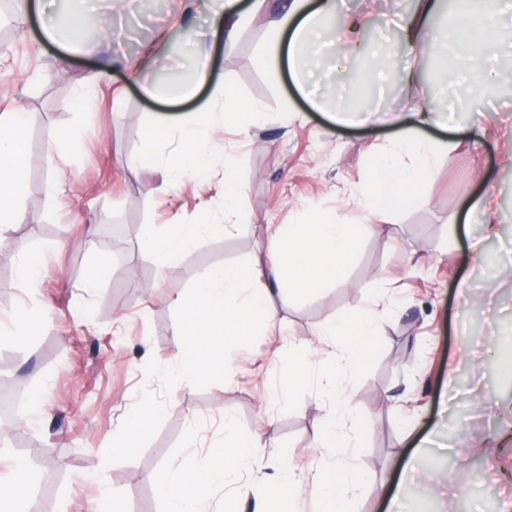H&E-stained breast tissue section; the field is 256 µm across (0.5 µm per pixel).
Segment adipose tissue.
I'll return each mask as SVG.
<instances>
[{
	"mask_svg": "<svg viewBox=\"0 0 512 512\" xmlns=\"http://www.w3.org/2000/svg\"><path fill=\"white\" fill-rule=\"evenodd\" d=\"M462 2V8L442 33L429 26L438 0H418L416 11L404 20L401 31L412 59L399 77L407 86H415L419 81L414 57L437 44L443 47L439 58L443 73L489 88L502 81L503 72L486 64L488 48L498 33V0ZM337 10V0H321L310 10L305 9L302 0H287L272 23L266 47L255 59L257 66L276 75L288 71L296 88L306 91L314 76L315 51L319 45L333 47L345 57L357 53L364 20L352 16L337 21ZM210 55L206 45H199L190 64V79L170 86L164 94L150 74L138 75L141 95L148 99L164 95L182 101L194 98L200 90H208L211 98L222 99L227 118L235 121L242 132H249L255 123L256 107L245 104L232 83L213 81ZM429 121L425 100H417L394 140L397 149L417 156L416 165L399 167L386 154L374 158L369 177L360 190L371 208L397 211L418 197L430 173V160L419 131ZM27 134L24 113L0 114V235L17 222L25 186ZM174 134L179 137V151L171 161L176 176L203 177L215 168H223L224 208L235 211L243 187L235 177L234 159L228 153L207 150L200 121L174 117L148 125L144 130L145 152H152L161 140ZM368 229V224L362 222L338 223L325 213L313 211L300 222L282 224L275 229L267 243L272 264L252 262L211 268L191 288L182 304V319L173 331L178 370L197 384L223 377L225 338L254 335L258 324L268 325L274 320L269 298L257 293L256 284L271 280L293 295H308L335 281L353 254L360 233ZM224 230V225L214 223L174 224L148 238L144 247L158 266L167 267L176 263L198 237ZM378 318L377 311H362L329 323L320 332L321 339L341 353L325 377L324 394L330 406L318 436L326 444L349 442L361 430V420L348 416V399L341 380L362 366ZM160 412V406L152 405L127 418L112 438L113 453L124 454L140 447L143 435ZM345 418L350 421V429L343 433L338 429V422ZM258 454L256 438L239 432L233 418L228 416L224 419L223 443L210 448L203 459L187 458L167 466L152 476L151 483L165 512H205L213 490L223 487L227 474L254 467Z\"/></svg>",
	"mask_w": 512,
	"mask_h": 512,
	"instance_id": "obj_1",
	"label": "adipose tissue"
}]
</instances>
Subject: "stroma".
Segmentation results:
<instances>
[{"label": "stroma", "instance_id": "1", "mask_svg": "<svg viewBox=\"0 0 512 512\" xmlns=\"http://www.w3.org/2000/svg\"><path fill=\"white\" fill-rule=\"evenodd\" d=\"M233 49L212 28L213 0H71L88 9L84 45L50 40L43 27L59 0L0 12L9 45L0 54V112L19 107L28 120L25 192L18 222L0 238V326L19 309L50 306L37 334L0 341V364L24 385L43 391V413L19 410L12 431L0 427V458L30 459V498L46 512H97L101 490L125 512H163L150 477L188 456L204 457L224 439V415L260 436V467L231 472L211 497L210 512H253L281 463L277 446L293 449L301 481L300 512H317L329 460L360 473L363 488L346 491L350 512H512V479L500 469L499 437L512 430V87L483 92L441 79L437 56L420 57L418 91L395 78L373 86L363 101L348 100L322 49L315 68L319 95L352 121L336 124L311 111L290 77L259 69L269 10L253 11ZM415 0H340L341 12L366 17L371 46L400 51L401 17ZM212 52L214 79L231 82L259 110L249 134L224 122L221 103L207 92L189 102L149 100L130 74L144 49L157 52L165 73L190 64L195 44ZM108 76H101V69ZM91 92L87 107L78 95ZM428 100L438 120L422 129L433 166L421 196L396 213L371 212L357 188L372 158L392 151L403 167L412 155L392 150L413 95ZM481 99L482 113L470 112ZM216 112L203 131L211 149L238 161V203L246 221L217 237L199 239L178 263L158 268L144 238L171 224L224 219L223 173L185 178L169 188L176 138L141 155L142 133L156 118ZM369 122H361V114ZM74 137L48 168L47 134ZM61 190L50 194L49 183ZM493 190L498 233L485 237L467 220L471 199ZM339 223L366 217L364 233L340 277L297 299L274 292V332L224 346L226 376L193 385L170 365L181 303L212 266L268 262L267 240L280 224L306 211ZM66 243L64 261L45 258L37 292L19 284L21 257L41 241ZM104 268L86 289L90 262ZM394 299L379 323L363 369L344 382L353 416L362 419L359 445L328 451L314 439L324 412L320 374L336 359L320 342L326 322L371 307L378 290ZM309 366L301 390L280 392L289 359ZM148 405L163 406L133 455L110 456L121 420ZM414 464L409 481L400 476Z\"/></svg>", "mask_w": 512, "mask_h": 512}]
</instances>
